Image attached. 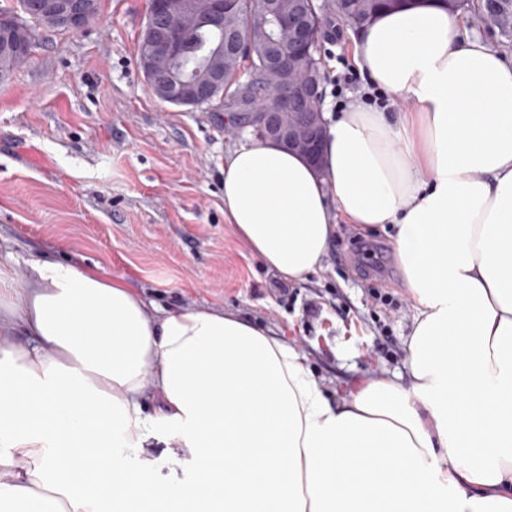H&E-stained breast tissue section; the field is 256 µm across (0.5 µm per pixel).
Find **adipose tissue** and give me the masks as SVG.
Returning <instances> with one entry per match:
<instances>
[{"label":"adipose tissue","mask_w":512,"mask_h":512,"mask_svg":"<svg viewBox=\"0 0 512 512\" xmlns=\"http://www.w3.org/2000/svg\"><path fill=\"white\" fill-rule=\"evenodd\" d=\"M352 45L410 109L326 112L318 169L250 137L224 159V220L290 282L339 225L392 228L406 381L335 404L233 312L161 313L79 261L32 260L21 284L0 263V330L29 338L0 337V512H512V61L436 0ZM160 435L187 478H152Z\"/></svg>","instance_id":"obj_1"}]
</instances>
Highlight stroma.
Here are the masks:
<instances>
[{"label": "stroma", "mask_w": 512, "mask_h": 512, "mask_svg": "<svg viewBox=\"0 0 512 512\" xmlns=\"http://www.w3.org/2000/svg\"><path fill=\"white\" fill-rule=\"evenodd\" d=\"M324 2V93L347 101L334 77L351 25ZM147 10L148 0H101L96 23L39 31L29 61L0 81V238L10 244L0 262L21 284L32 258L77 259L159 308L233 311L295 347L334 403L405 373L415 311L391 231L366 234L360 254L337 234L323 269L280 294L224 222V158L244 139L223 113L153 94L139 60ZM317 298L321 312L307 316ZM384 332L397 355L378 350Z\"/></svg>", "instance_id": "obj_1"}]
</instances>
